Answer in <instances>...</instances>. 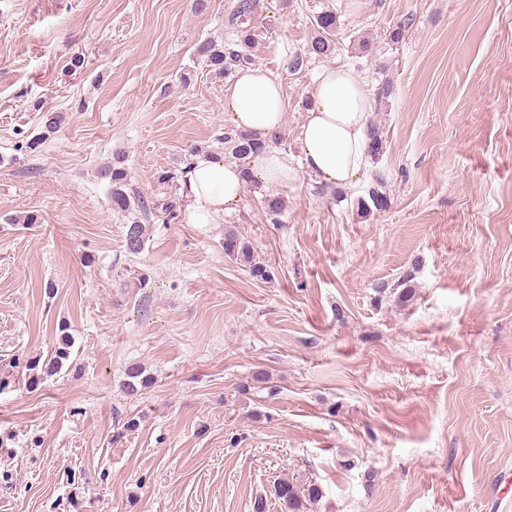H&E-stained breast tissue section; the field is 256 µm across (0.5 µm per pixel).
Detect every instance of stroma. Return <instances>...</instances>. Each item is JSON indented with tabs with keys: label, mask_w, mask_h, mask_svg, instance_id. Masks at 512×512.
Here are the masks:
<instances>
[{
	"label": "stroma",
	"mask_w": 512,
	"mask_h": 512,
	"mask_svg": "<svg viewBox=\"0 0 512 512\" xmlns=\"http://www.w3.org/2000/svg\"><path fill=\"white\" fill-rule=\"evenodd\" d=\"M230 2L0 0V512H282V479L321 487L308 512H512V0H324L335 48L295 72L315 0H262L252 54L283 82L296 176L246 187L229 223L268 282L225 258L226 225L156 222L127 253L98 176L123 156L185 207L161 176L221 149L229 83L197 48ZM331 65L393 87L340 199L295 137ZM45 107L65 121L27 154ZM375 170L389 204L363 217ZM63 324L69 362L29 388ZM134 362L154 383L133 397Z\"/></svg>",
	"instance_id": "obj_1"
}]
</instances>
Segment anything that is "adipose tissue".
I'll use <instances>...</instances> for the list:
<instances>
[{
    "mask_svg": "<svg viewBox=\"0 0 512 512\" xmlns=\"http://www.w3.org/2000/svg\"><path fill=\"white\" fill-rule=\"evenodd\" d=\"M285 108L281 78L261 66L240 70L224 96L233 126L261 140L283 130ZM370 118L368 92L353 71L323 69L296 133L308 172L331 186L352 185L368 162ZM186 167L190 224L224 223L238 208L248 180L278 186L295 176L288 154L275 148L250 156L244 167L202 152L191 154Z\"/></svg>",
    "mask_w": 512,
    "mask_h": 512,
    "instance_id": "1",
    "label": "adipose tissue"
}]
</instances>
